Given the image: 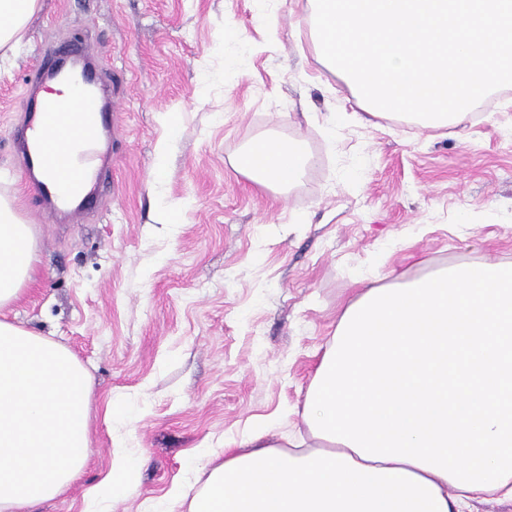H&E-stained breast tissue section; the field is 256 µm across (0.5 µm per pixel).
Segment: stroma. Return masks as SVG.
<instances>
[{
	"instance_id": "obj_1",
	"label": "stroma",
	"mask_w": 512,
	"mask_h": 512,
	"mask_svg": "<svg viewBox=\"0 0 512 512\" xmlns=\"http://www.w3.org/2000/svg\"><path fill=\"white\" fill-rule=\"evenodd\" d=\"M307 13V0H40L0 57V195L40 258L6 316L93 378L95 453L41 512H83L120 462L139 464L138 483L103 512H166L176 483L205 486L198 449L261 424L309 440L305 395L361 288L512 261V91L440 128L370 115L305 36ZM76 37L110 70L115 129L96 210L62 224L9 128L29 73ZM261 135L304 141L298 183L235 170ZM168 207L178 223H158ZM112 401L123 411L109 418Z\"/></svg>"
}]
</instances>
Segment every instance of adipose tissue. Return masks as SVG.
I'll use <instances>...</instances> for the list:
<instances>
[{
  "mask_svg": "<svg viewBox=\"0 0 512 512\" xmlns=\"http://www.w3.org/2000/svg\"><path fill=\"white\" fill-rule=\"evenodd\" d=\"M40 0H0V48L16 49ZM303 142L255 138L237 166L289 186ZM39 261L34 232L0 198V309ZM92 379L65 347L0 320V512H39L93 450ZM303 414L318 441L284 452L269 430L225 449L188 512H467L512 501V263H461L369 288L339 318Z\"/></svg>",
  "mask_w": 512,
  "mask_h": 512,
  "instance_id": "ef3b65f1",
  "label": "adipose tissue"
}]
</instances>
